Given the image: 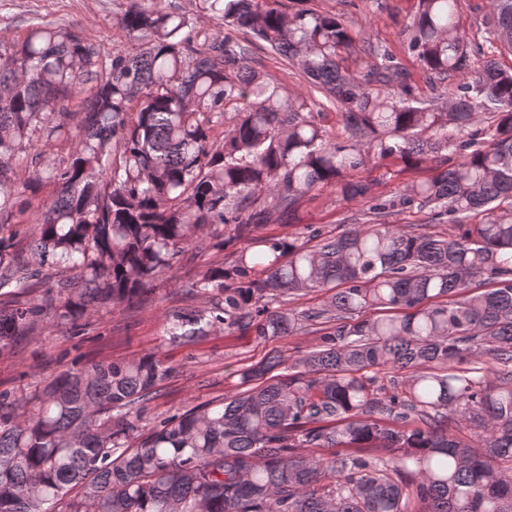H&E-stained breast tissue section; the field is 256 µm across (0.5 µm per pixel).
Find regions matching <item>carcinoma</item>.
<instances>
[{"label": "carcinoma", "instance_id": "obj_1", "mask_svg": "<svg viewBox=\"0 0 512 512\" xmlns=\"http://www.w3.org/2000/svg\"><path fill=\"white\" fill-rule=\"evenodd\" d=\"M460 5L418 0L405 25L408 52L444 88L431 100L341 17L283 0H195L221 21L203 35L177 7L131 0L119 20L131 45L108 55L54 22L0 39V355L38 328L79 335L92 312L143 303L189 251L228 240L241 243L233 259L192 285L205 305L166 316L169 344L218 328L266 344L323 323L300 358L271 354L239 369L237 394L148 428L171 371L155 350L0 392V512H410L409 487L418 512H512V374L475 366L512 363V67L494 59L512 55V0H487L477 39ZM256 50L298 64L346 137L246 65ZM343 52L375 62L351 71ZM20 156L34 172L23 185ZM430 157L433 176L370 198L369 223L343 236H257L319 187L365 197L348 170ZM394 207L452 231L383 223ZM326 288L317 312L287 304ZM386 369L412 372L407 390L370 389ZM454 415L476 444L448 433Z\"/></svg>", "mask_w": 512, "mask_h": 512}]
</instances>
